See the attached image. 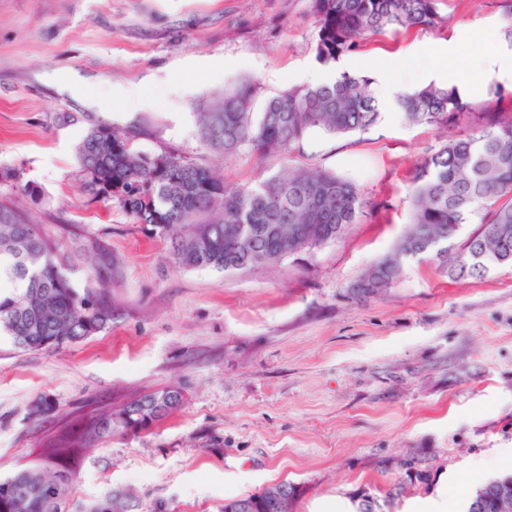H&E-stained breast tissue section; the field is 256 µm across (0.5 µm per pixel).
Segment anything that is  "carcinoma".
Wrapping results in <instances>:
<instances>
[{
	"label": "carcinoma",
	"instance_id": "cac0c4a2",
	"mask_svg": "<svg viewBox=\"0 0 512 512\" xmlns=\"http://www.w3.org/2000/svg\"><path fill=\"white\" fill-rule=\"evenodd\" d=\"M315 18L316 57L334 63L356 52L367 37L386 29L446 23L437 0H309ZM407 122L446 128L470 107L454 88L433 83L402 97ZM380 107L367 76L341 73L334 81L289 89L254 111V86L248 81L227 88L201 113L199 137L213 153L248 150L259 156L287 154L307 135L365 132L376 124ZM87 191L94 199L116 203L136 224L167 242L168 260L179 269L210 267L233 272L273 265L284 258L340 238L357 222L364 199L357 185L335 173L292 167L255 186H230L210 169L182 154L150 155L131 139L103 126L91 128L76 150ZM22 186L20 170L0 167V186ZM411 222L392 254L405 259L433 255L457 278L482 277L487 268L512 266V113H485L479 129L447 141L419 160L410 195ZM487 212L488 219L463 248L449 244L459 228ZM89 248L98 266L83 290L69 277L71 259L61 253L27 213L0 200V332L24 351H52L79 343L109 327L112 303L103 277L112 275V259L97 241ZM479 257L464 273L459 255ZM403 265L385 255L359 277L358 294L372 295L394 286ZM152 394L117 410L87 417L74 432L59 435L40 453L38 465L0 479V512H52L48 493L61 505L72 482L73 458L91 442L112 434L140 433L179 407L157 416ZM56 411L44 396L33 401L30 415ZM251 512H275L269 489L240 497ZM124 497L111 493L80 512H127Z\"/></svg>",
	"mask_w": 512,
	"mask_h": 512
}]
</instances>
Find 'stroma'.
<instances>
[{
  "instance_id": "35a3bbf8",
  "label": "stroma",
  "mask_w": 512,
  "mask_h": 512,
  "mask_svg": "<svg viewBox=\"0 0 512 512\" xmlns=\"http://www.w3.org/2000/svg\"><path fill=\"white\" fill-rule=\"evenodd\" d=\"M438 11L447 26L372 35L324 65L308 0H0V165L42 191L14 201L64 248L95 239L111 254L113 311L110 328L58 351L0 338V477L34 464L81 417L169 386L184 390V407L84 449L72 499L128 488L134 512H222L287 481L293 512H356L365 495L383 512H435L441 493L465 512L487 480L476 461L504 458L512 473V268L458 279L425 257L388 290L351 291L410 222L415 162L469 131L476 112H512L496 53L502 0H439ZM425 46L482 52L496 75L474 93V74L457 75L476 110L448 128L385 105L368 132L316 133L283 157H220L199 139V109L237 81L261 102L313 71L372 75L385 55L428 68ZM101 124L234 186L289 166L328 169L365 205L340 239L275 265L177 269L166 242L85 193L76 147ZM42 396L57 410L31 418ZM408 458L414 470L402 468Z\"/></svg>"
}]
</instances>
